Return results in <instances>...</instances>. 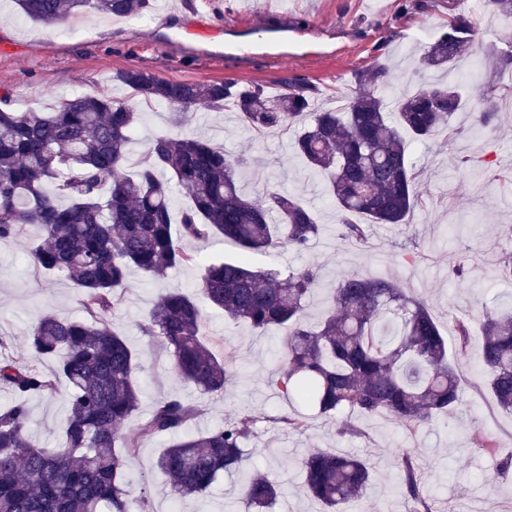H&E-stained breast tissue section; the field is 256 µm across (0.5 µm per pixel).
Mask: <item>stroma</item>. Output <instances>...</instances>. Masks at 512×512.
<instances>
[{"instance_id": "obj_1", "label": "stroma", "mask_w": 512, "mask_h": 512, "mask_svg": "<svg viewBox=\"0 0 512 512\" xmlns=\"http://www.w3.org/2000/svg\"><path fill=\"white\" fill-rule=\"evenodd\" d=\"M420 2L413 10L405 0H149L148 9L136 16L86 9L48 26L25 17L15 0H0V100L16 112L46 111L59 99L80 94L125 102L130 92L116 75L138 69L173 81L258 85L272 95L282 90L284 80L305 82L316 89L312 110L335 109L354 89L356 76L381 61L405 88L416 86L425 76L415 64L424 46L461 13L485 35L476 54L451 78L491 89V64L501 53H512V20L476 9L469 0ZM455 126L453 140L411 145L410 157L422 170L417 186L422 204L405 224L373 226L363 247L341 238L335 206L322 192L324 178L294 157L291 132L252 138L230 108L192 109L184 130L214 140L229 157H249L238 174L247 196L261 203L267 191L291 192L316 210L322 230L311 252L281 248L255 260L279 269L319 267L309 322L320 319L341 274L381 273L425 296L449 334L455 319L476 317L512 292V283L497 273L499 255L512 251V102L502 101L496 130L475 134L465 110L456 113ZM172 131L169 106L144 108L129 145L131 160L141 157L152 138ZM37 239L36 227L29 226L0 243V334L10 337L18 352L25 350L41 313L85 316L72 282L32 264L29 248ZM460 265L466 273L454 277ZM199 278L194 267L169 271L154 282L131 272L123 307L106 318L138 357V416L147 415L158 400L177 395L198 409L189 427L193 433L217 429L228 419L251 418L249 464L282 488L274 512H320V504L304 492L298 466L303 455L316 449L357 455L373 467L370 486L343 512H406L394 490L405 448L413 449L423 493L438 512H512V474L499 468L500 458L512 454V416L499 411L477 385L480 336L456 356L463 376L461 410L430 428L411 436L391 421L359 417L355 423L361 433L350 436L315 416L304 432H291L277 421L286 407L275 387L286 368L280 330L257 335L222 313L205 310L203 331L215 352L231 349L236 354V373L220 398L181 382L159 340L140 331L159 290L192 291ZM67 388L62 379L54 397L28 400V427L41 447L61 443L60 425L69 413ZM477 427L498 441L497 455L476 450ZM168 445L165 437L149 440L126 464L132 489L149 490L153 512H244L238 500L240 474L224 476L203 496L174 499L156 467Z\"/></svg>"}]
</instances>
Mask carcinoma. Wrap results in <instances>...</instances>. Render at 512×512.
I'll list each match as a JSON object with an SVG mask.
<instances>
[{"label":"carcinoma","mask_w":512,"mask_h":512,"mask_svg":"<svg viewBox=\"0 0 512 512\" xmlns=\"http://www.w3.org/2000/svg\"><path fill=\"white\" fill-rule=\"evenodd\" d=\"M29 19L55 24L85 9L130 16L149 0H17ZM470 20L458 14L420 56L424 71H447L474 47ZM140 101L171 108L179 127L195 107L220 110L231 101L244 130L260 138L274 130L293 133V149L307 169L324 175L325 195L336 206L342 238L364 245L375 224H405L418 203V171L407 138L420 142L452 135L462 108L454 82L429 78L414 91H396L391 74L376 64L336 110L310 111L315 87L283 82L267 95L260 86L234 82L162 80L140 70L118 74ZM498 98L480 92L472 112L480 133L495 128ZM141 119L137 104L106 95L65 98L46 112L0 107V241L27 225L40 230L30 250L38 268L63 273L79 288L89 321L41 315L27 337L37 358L54 357L68 383L69 414L62 445L39 446L27 430L28 398L53 397L56 375L37 371L0 336V386L13 404L0 411V512H153L146 492L133 495L126 458L144 442L183 432L196 409L176 396L157 401L135 427L122 431L139 408L137 357L103 318L125 303L128 275L148 280L167 271L200 268L199 294L161 291L140 324L168 352L176 376L202 391L224 395L233 354L217 356L203 339L202 308L248 326L286 333L288 368L276 382L290 411L279 418L301 432L309 416L334 418L342 434L359 435L349 413L384 417L416 434L462 405L461 375L449 358V340L426 302L383 274H345L336 282L321 322L305 320L319 270H257L253 256L287 247L315 248L316 214L298 196L274 191L258 204L241 194L237 170L248 158L194 134L157 136L144 157L130 163L128 145ZM134 165V171L126 168ZM169 174L168 180L161 174ZM188 199L174 219L173 190ZM195 244L194 249L184 242ZM234 255L211 259L214 242ZM479 386L497 408L512 414V302L484 310ZM252 422L244 418L173 442L157 460L174 496L204 494L222 474L242 470ZM402 453L399 476L408 512H434L420 493L423 476ZM307 494L324 512H340L359 499L371 479L368 461L351 454L312 452L300 460ZM279 485L251 473L241 489L249 509L276 501Z\"/></svg>","instance_id":"obj_1"}]
</instances>
